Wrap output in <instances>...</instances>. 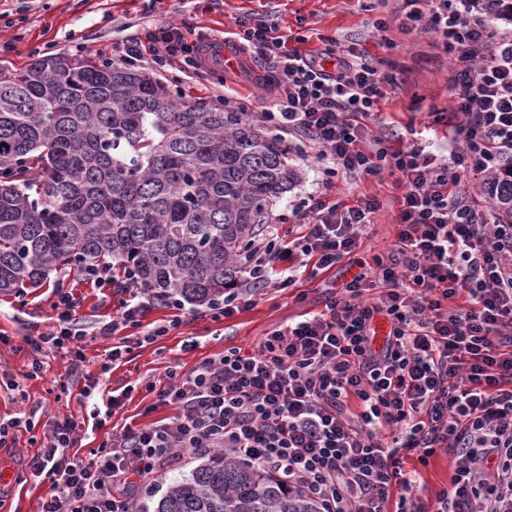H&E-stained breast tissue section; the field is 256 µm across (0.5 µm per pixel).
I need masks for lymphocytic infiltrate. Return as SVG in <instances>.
I'll use <instances>...</instances> for the list:
<instances>
[{"label": "lymphocytic infiltrate", "mask_w": 512, "mask_h": 512, "mask_svg": "<svg viewBox=\"0 0 512 512\" xmlns=\"http://www.w3.org/2000/svg\"><path fill=\"white\" fill-rule=\"evenodd\" d=\"M401 31L429 34L453 72V107L437 113L449 153L418 140L383 146L380 101L392 75L349 51L326 69L258 18L229 35L258 66L259 122L307 138L323 176L383 170L402 188L387 258L352 273L324 312L274 330L255 354L230 350L158 393L168 421L126 431L86 459L69 456L78 424L56 423L27 468L53 493L40 512H133L140 481L186 450L272 472L321 512H421L401 479L405 459H455L432 512H512V224L476 191L512 168V0H402ZM203 40L169 23L122 48L128 66L181 62L202 75ZM315 191L294 205L292 239L251 244L241 283L294 287L276 265L311 257L331 268L358 246L378 211ZM385 286L378 302L371 283ZM459 306H452V299ZM390 329L376 336L378 317ZM406 494L392 501V488Z\"/></svg>", "instance_id": "obj_1"}]
</instances>
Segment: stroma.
<instances>
[{
	"label": "stroma",
	"instance_id": "1",
	"mask_svg": "<svg viewBox=\"0 0 512 512\" xmlns=\"http://www.w3.org/2000/svg\"><path fill=\"white\" fill-rule=\"evenodd\" d=\"M369 0H0V66L23 68L46 54H78L108 58L113 50L145 40L150 31L169 22L183 23L188 39L220 37L237 20L257 14L267 16L279 31L306 35L301 51L319 54L326 40L336 42L337 53L347 47L363 51L379 62L383 71L396 75L397 83L385 86L381 115L392 133L413 129L423 137L446 142L445 126L435 124L433 113L448 111L452 103L451 73L446 59H434L430 35L398 34L396 49L381 45L375 30L378 21L395 17L398 0L368 10ZM162 81L210 102L223 93L220 78L193 76L171 65L155 69ZM380 202L370 226L354 253L358 259L387 257L396 241L402 190L395 175L336 178L328 197L356 205L364 196ZM344 263L310 276L298 271L294 288H254L244 291L234 315L216 321L208 306L185 304L173 311L164 302H151L140 328H124L102 335L104 324L120 313L123 299L109 284L85 280L82 274L64 270L52 273L39 288L21 297L0 294V423L15 422L7 443L0 447V512H39L49 498V482L29 476L27 462L45 444L44 435L54 423L78 421L73 455L88 456L112 437L154 421L172 417L174 409L158 401L155 392L171 377H185L209 360L221 358L234 348L241 354L257 351L273 330L298 321L301 315L324 310L325 303L345 279ZM71 288L78 307L74 319L83 331L79 342L82 360H73L69 350L44 342L57 328L54 288L58 282ZM179 317L181 324L153 343L140 342L141 330ZM123 346L118 361L108 355ZM41 373L30 377L33 362ZM116 397L104 427L92 426L89 418L104 398ZM198 453L183 452L178 463L157 469V489L137 491L135 512L155 506L163 492L187 478L199 465ZM454 461L439 452L421 469L416 501L429 506L448 486Z\"/></svg>",
	"mask_w": 512,
	"mask_h": 512
}]
</instances>
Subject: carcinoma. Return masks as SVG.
<instances>
[{
  "mask_svg": "<svg viewBox=\"0 0 512 512\" xmlns=\"http://www.w3.org/2000/svg\"><path fill=\"white\" fill-rule=\"evenodd\" d=\"M301 178L290 147L243 112L145 71L73 56L0 69V293L111 260L159 299L209 303ZM512 223V183L491 184ZM155 512H319L275 474L211 455Z\"/></svg>",
  "mask_w": 512,
  "mask_h": 512,
  "instance_id": "cac0c4a2",
  "label": "carcinoma"
}]
</instances>
